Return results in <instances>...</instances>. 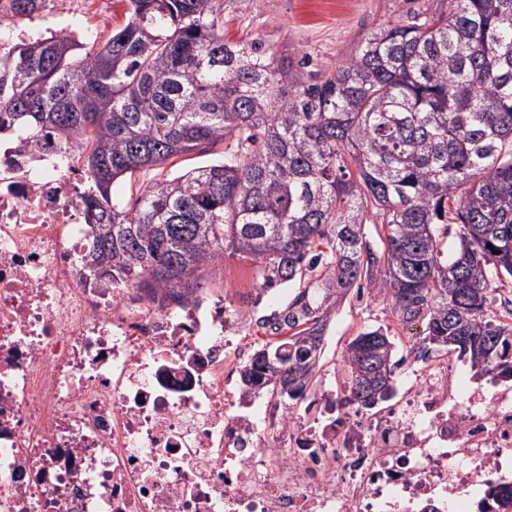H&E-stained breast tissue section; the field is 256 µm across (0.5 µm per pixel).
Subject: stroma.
<instances>
[{
  "label": "stroma",
  "mask_w": 512,
  "mask_h": 512,
  "mask_svg": "<svg viewBox=\"0 0 512 512\" xmlns=\"http://www.w3.org/2000/svg\"><path fill=\"white\" fill-rule=\"evenodd\" d=\"M222 6L224 34L228 39L259 40L274 50L288 51L293 59L304 60L311 74L333 72L358 53L370 33L379 27L444 8L442 0H222ZM125 21L124 0H103L97 9L89 12L78 38L83 42H105ZM209 161V155L196 151L177 156L164 168L114 183L112 194L125 203H134L154 182ZM205 275L207 288L223 295L227 308L248 306L255 321L287 308L296 292L292 285L268 293L258 290L254 265L231 254L225 255L218 265L207 268ZM327 325L315 378L319 385L347 387L346 347L366 329L387 330L397 350H405L408 344L404 325L393 314L388 301L365 290L350 291L332 308Z\"/></svg>",
  "instance_id": "35a3bbf8"
}]
</instances>
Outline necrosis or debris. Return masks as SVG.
Here are the masks:
<instances>
[{"mask_svg": "<svg viewBox=\"0 0 512 512\" xmlns=\"http://www.w3.org/2000/svg\"><path fill=\"white\" fill-rule=\"evenodd\" d=\"M81 153L0 145V512H477L512 484V387L413 342L372 410L245 392L243 310L86 276Z\"/></svg>", "mask_w": 512, "mask_h": 512, "instance_id": "obj_1", "label": "necrosis or debris"}]
</instances>
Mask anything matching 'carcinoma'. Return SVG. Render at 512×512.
Segmentation results:
<instances>
[{"label": "carcinoma", "mask_w": 512, "mask_h": 512, "mask_svg": "<svg viewBox=\"0 0 512 512\" xmlns=\"http://www.w3.org/2000/svg\"><path fill=\"white\" fill-rule=\"evenodd\" d=\"M125 2L103 44L0 41V137L52 127L80 145L84 222L98 227L87 265L180 293L205 287L227 248L255 263L261 290L312 278L276 316L292 335L242 372L248 393L304 398L329 313L354 287L378 289L475 375L512 379V323L488 317L512 277V0H448L310 80L260 41L225 40L219 0ZM10 7L29 17L41 2ZM219 143L222 157L136 206L112 197L116 181ZM441 224L459 228L451 248ZM393 357L379 329L353 338L347 403L389 401Z\"/></svg>", "instance_id": "cac0c4a2"}]
</instances>
